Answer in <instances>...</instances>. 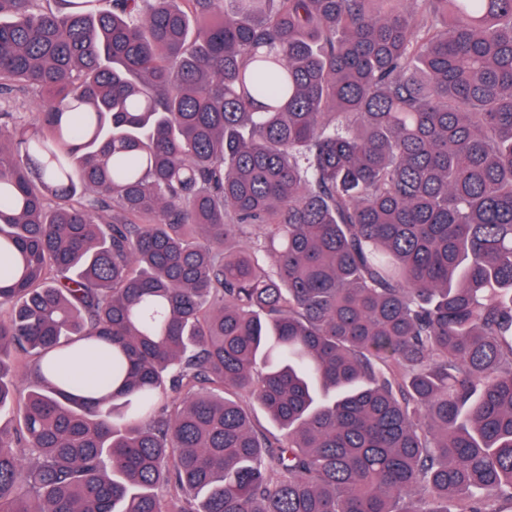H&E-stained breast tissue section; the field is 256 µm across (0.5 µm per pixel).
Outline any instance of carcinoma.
<instances>
[{"label": "carcinoma", "mask_w": 512, "mask_h": 512, "mask_svg": "<svg viewBox=\"0 0 512 512\" xmlns=\"http://www.w3.org/2000/svg\"><path fill=\"white\" fill-rule=\"evenodd\" d=\"M39 2L0 0L42 92L0 113V512H512V0ZM108 364V358L97 349H89L82 356L62 362L59 369L62 373L82 379L86 394L94 392L99 374ZM36 359L37 358L34 355H26L21 358L19 363V371L13 378L14 411L2 415L0 420L2 425L8 424V426H10L12 429L17 428V410L23 405L29 391L31 390V381L33 379L31 375V368Z\"/></svg>", "instance_id": "1"}]
</instances>
